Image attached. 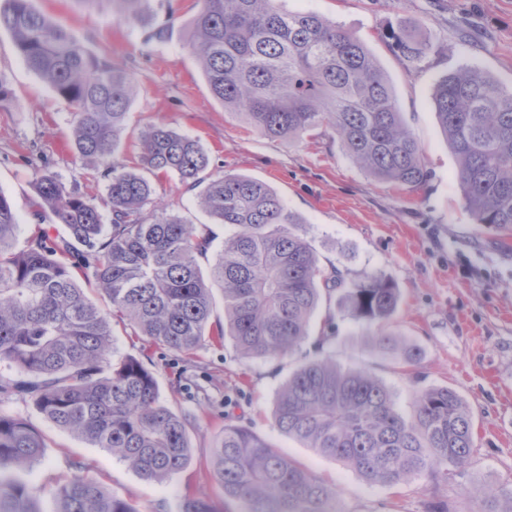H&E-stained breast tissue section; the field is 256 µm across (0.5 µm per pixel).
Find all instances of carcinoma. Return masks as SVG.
Here are the masks:
<instances>
[{"label": "carcinoma", "instance_id": "1", "mask_svg": "<svg viewBox=\"0 0 512 512\" xmlns=\"http://www.w3.org/2000/svg\"><path fill=\"white\" fill-rule=\"evenodd\" d=\"M162 0H112L128 26L166 42L157 22ZM185 46L200 63L224 109L240 113L272 139L299 141L332 129L346 154L374 178L411 189L428 178L423 152L406 127L391 84L353 34L312 10L289 11L280 0H198ZM7 31L27 67L71 108L74 148L106 180L111 223L93 199L54 174L35 169L41 205L67 236L39 233L17 251L19 218L0 191V364L36 380L16 379L57 427L125 461L141 477L163 482L191 459L187 419L159 397L154 373L138 359L113 360L110 320L128 321L151 343L192 353L230 337L245 359L284 356L309 336L322 299L339 304L373 330L383 353L415 366L419 349L389 330L400 294L375 273L346 280L319 263L297 231L301 220L266 183L229 172L200 177L210 164L199 141L166 125L141 137L137 163L114 160L135 95L131 74L104 52L90 51L40 12L33 0H0ZM390 48L418 68L434 50L403 25L383 33ZM436 120L457 160L456 179L477 224L512 238V91L476 67L448 72L433 93ZM172 173L201 188L199 205L228 228L212 250L204 227L146 206L150 176ZM214 251L209 275L197 257ZM92 277L106 306L88 301L76 275ZM224 323L208 329L214 289ZM273 420L279 431L340 461L371 484L418 475L434 482L473 448L472 415L448 387L419 392L413 414L365 370L319 357L299 366L279 388ZM41 435L22 419L0 415V512H41L34 489L1 478L36 462ZM210 475L224 501L241 512H341L336 487L286 458L242 425L224 428L212 449ZM55 512H137L96 479L75 475L56 493ZM182 512H223L187 495Z\"/></svg>", "mask_w": 512, "mask_h": 512}]
</instances>
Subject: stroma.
<instances>
[{
	"instance_id": "1",
	"label": "stroma",
	"mask_w": 512,
	"mask_h": 512,
	"mask_svg": "<svg viewBox=\"0 0 512 512\" xmlns=\"http://www.w3.org/2000/svg\"><path fill=\"white\" fill-rule=\"evenodd\" d=\"M282 3L291 11L314 8L365 43L421 145L429 172L423 187L409 191L376 181L347 157L331 129L288 142L264 136L241 115L225 111L184 46L197 12L195 0H167L158 19L171 25L172 36L163 43L119 22L111 9L73 0H34L37 9L89 49L106 52L131 73L136 95L118 162L133 164L141 131L164 123L200 140L210 157V173L231 172L266 183L301 218L299 231L321 265H336L352 279L376 273L397 285L401 299L391 329L421 349V361L415 372L404 371L372 347L362 323L326 300L313 316L309 336L290 356L276 360L241 358L229 339L185 355L112 322L117 356L142 361L154 372L162 401L174 413L189 416L193 458L165 482L146 481L126 462L56 427L32 398L0 393V414L27 421L44 439L40 461L8 473L40 489L42 512H54L55 490L77 474L95 478L136 512H181L189 493L223 505L224 493L210 477L209 461L228 424L250 427L282 455L334 484L341 512H424L436 490L450 512H480L479 492L512 490V249L500 248L495 228L475 224L458 188L455 157L432 108L437 81L465 65L478 67L504 90L512 89V0ZM403 21L436 46L421 68L407 67L382 38L388 25ZM464 24L473 33V46L460 42ZM0 79L12 94L10 102L0 105V191L10 197L21 221L16 249L27 247L39 225L53 238L65 233L52 216H34L28 158L41 159L46 171L92 197L103 217H110L104 179L73 147L68 105L25 66L3 30ZM155 190L156 202L167 212L190 224H209L197 190L178 176L157 179ZM209 226L215 245H222L223 225ZM319 351L341 367L373 374L404 411L424 388L458 392L473 417L475 446L468 459L449 466L436 489L419 476L396 485L370 484L343 463L281 433L271 418L275 395Z\"/></svg>"
}]
</instances>
